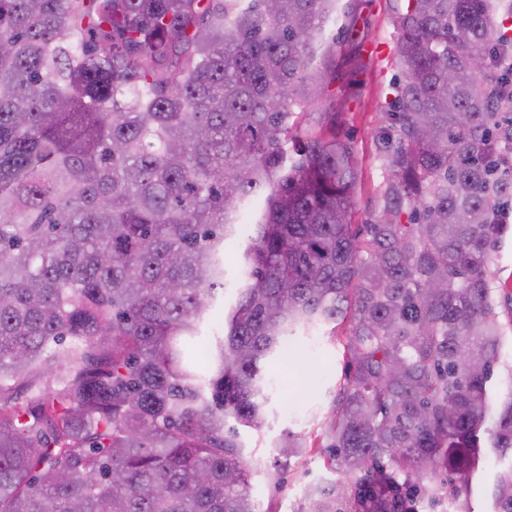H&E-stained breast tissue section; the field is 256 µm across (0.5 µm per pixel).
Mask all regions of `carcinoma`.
<instances>
[{"label":"carcinoma","instance_id":"1","mask_svg":"<svg viewBox=\"0 0 512 512\" xmlns=\"http://www.w3.org/2000/svg\"><path fill=\"white\" fill-rule=\"evenodd\" d=\"M339 2L0 0V512H257L229 421L261 427V362L337 322L350 375L317 447L346 480L304 512H474L482 433L512 512L487 274L512 0L397 9L390 177L357 229L351 144L292 133L336 79ZM235 253V246L233 244L227 245L224 260L227 264V278L229 285L224 291V298L219 296L214 302V306L210 312L208 320L203 327V334L205 336H211V332L219 327L224 328V307L225 310H227L236 298V289L234 288V284L237 281V260L235 258Z\"/></svg>","mask_w":512,"mask_h":512}]
</instances>
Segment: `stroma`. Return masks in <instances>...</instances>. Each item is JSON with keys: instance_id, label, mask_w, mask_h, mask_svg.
Returning a JSON list of instances; mask_svg holds the SVG:
<instances>
[{"instance_id": "stroma-1", "label": "stroma", "mask_w": 512, "mask_h": 512, "mask_svg": "<svg viewBox=\"0 0 512 512\" xmlns=\"http://www.w3.org/2000/svg\"><path fill=\"white\" fill-rule=\"evenodd\" d=\"M347 17L354 34L339 49L342 65L321 104L311 107L302 131L325 128L324 113L336 115V135L355 148L360 176L355 190V221L372 224L382 208L389 171L379 153V136L387 127L393 84L400 71L395 57L398 29L390 0H349ZM488 274L498 299L512 296V229L490 254ZM289 360L267 359L266 420L261 429L241 428L240 440L250 465L249 492L260 512H298L303 485L326 476V455L313 449L284 466L274 448L287 433L306 438L320 434L333 416V397L348 376L339 340L324 329L298 331L290 340Z\"/></svg>"}]
</instances>
